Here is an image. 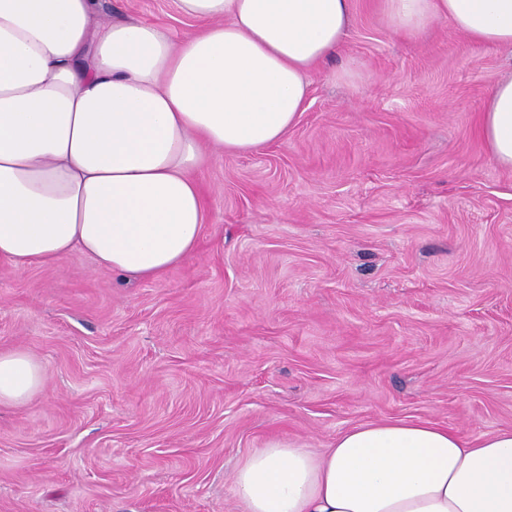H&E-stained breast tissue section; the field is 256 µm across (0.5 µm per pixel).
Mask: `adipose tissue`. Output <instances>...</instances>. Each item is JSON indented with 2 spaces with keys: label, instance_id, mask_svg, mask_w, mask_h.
I'll list each match as a JSON object with an SVG mask.
<instances>
[{
  "label": "adipose tissue",
  "instance_id": "1",
  "mask_svg": "<svg viewBox=\"0 0 512 512\" xmlns=\"http://www.w3.org/2000/svg\"><path fill=\"white\" fill-rule=\"evenodd\" d=\"M198 29L164 26L100 0H0V265L52 268L70 253L137 280L196 251L205 223L193 173L205 147L248 152L279 141L335 54L352 0H176ZM388 28L435 20L473 42L512 47V0H381ZM480 130L512 170V75ZM45 371L0 351V406L25 404ZM242 512H512V428L475 438L429 421L354 426L317 453L279 439L233 480Z\"/></svg>",
  "mask_w": 512,
  "mask_h": 512
}]
</instances>
